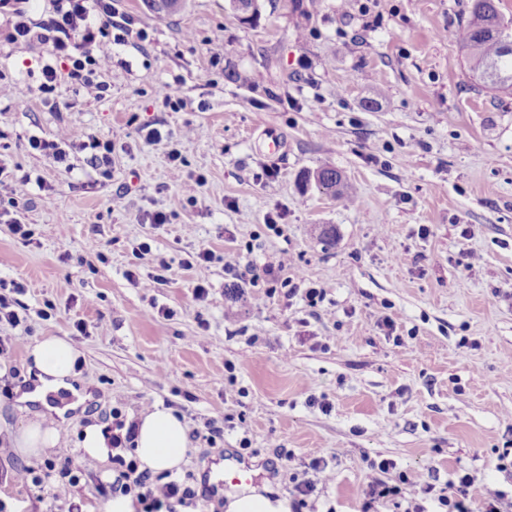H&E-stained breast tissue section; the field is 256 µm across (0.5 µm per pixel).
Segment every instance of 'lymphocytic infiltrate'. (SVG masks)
I'll return each mask as SVG.
<instances>
[{"mask_svg":"<svg viewBox=\"0 0 512 512\" xmlns=\"http://www.w3.org/2000/svg\"><path fill=\"white\" fill-rule=\"evenodd\" d=\"M116 0H53L51 15L41 22L29 17L31 0H0L8 9V38L14 42L51 45L65 72L47 65L43 68L42 93L52 92L60 78H67L92 100H104L109 86L102 81L111 59L100 54L104 40L124 43L134 32L135 21L119 14ZM138 422L126 421L120 409H113L112 424L104 435L110 448L113 481L96 482L94 494L102 500L122 495L130 497L135 512H186L197 507L199 496L189 478L169 473L152 474L141 468L134 454Z\"/></svg>","mask_w":512,"mask_h":512,"instance_id":"obj_1","label":"lymphocytic infiltrate"}]
</instances>
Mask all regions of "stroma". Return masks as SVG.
Listing matches in <instances>:
<instances>
[{"label":"stroma","mask_w":512,"mask_h":512,"mask_svg":"<svg viewBox=\"0 0 512 512\" xmlns=\"http://www.w3.org/2000/svg\"><path fill=\"white\" fill-rule=\"evenodd\" d=\"M363 3L258 0L245 22L229 0L168 15L117 0L148 38L101 44L112 66L99 102L67 81L41 98L51 46L0 29V210L19 206L34 232L27 245L0 223V280L25 286L24 324L0 325L13 343L0 360V512H105L90 482L38 488L13 468L82 465L86 426L154 406L187 426L181 476L202 479L229 450L288 504L318 457L332 479L303 512H358L371 461L389 459L385 481L420 472L435 490L401 485L371 512H443L438 490L464 473L473 505L497 496L512 512V474L498 469L512 448V94L472 87L453 37L470 0ZM147 123L160 142H144ZM62 127L76 142L111 138L109 171L86 151L57 166L30 150ZM271 134L285 144L276 160ZM173 148L184 177H204L197 193L171 180ZM325 165L354 201L306 181ZM202 247L215 261L194 264ZM283 252L288 278L322 288L316 307L268 295L264 280L228 294L225 263ZM48 337L81 357L70 388L41 403L27 398L29 349ZM45 418L58 444L21 453V429ZM213 419L224 437L212 443Z\"/></svg>","instance_id":"obj_1"}]
</instances>
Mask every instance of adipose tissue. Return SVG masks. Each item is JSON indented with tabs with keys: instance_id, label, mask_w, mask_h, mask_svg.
I'll return each mask as SVG.
<instances>
[{
	"instance_id": "adipose-tissue-1",
	"label": "adipose tissue",
	"mask_w": 512,
	"mask_h": 512,
	"mask_svg": "<svg viewBox=\"0 0 512 512\" xmlns=\"http://www.w3.org/2000/svg\"><path fill=\"white\" fill-rule=\"evenodd\" d=\"M30 355L39 381L37 396L69 388L80 357L71 342L50 337L37 342ZM187 445V428L171 411L157 408L142 415L135 448L141 468L155 474L177 468Z\"/></svg>"
}]
</instances>
